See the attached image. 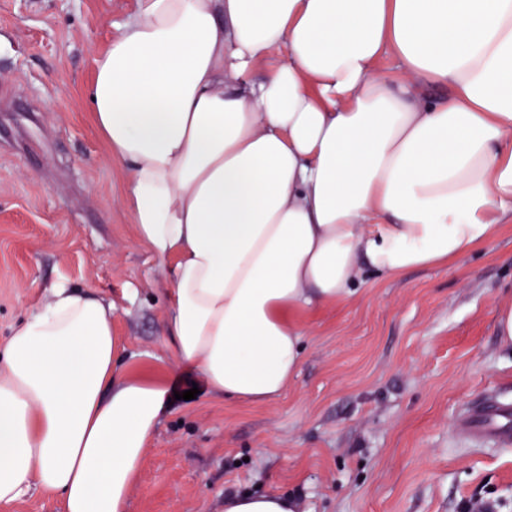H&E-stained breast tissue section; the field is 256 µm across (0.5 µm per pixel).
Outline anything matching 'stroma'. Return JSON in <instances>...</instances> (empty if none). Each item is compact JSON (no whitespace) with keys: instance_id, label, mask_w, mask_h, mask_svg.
Returning <instances> with one entry per match:
<instances>
[{"instance_id":"stroma-1","label":"stroma","mask_w":512,"mask_h":512,"mask_svg":"<svg viewBox=\"0 0 512 512\" xmlns=\"http://www.w3.org/2000/svg\"><path fill=\"white\" fill-rule=\"evenodd\" d=\"M136 0H0V343L50 288L88 287L117 307L133 372L172 371L167 269L134 236L124 166L82 102L113 22ZM135 301H128L130 291ZM512 224L444 266L366 274L342 306L302 315L304 356L275 400L172 401L128 512H224L234 492H276L299 512H512V444L456 430L488 397L512 401Z\"/></svg>"}]
</instances>
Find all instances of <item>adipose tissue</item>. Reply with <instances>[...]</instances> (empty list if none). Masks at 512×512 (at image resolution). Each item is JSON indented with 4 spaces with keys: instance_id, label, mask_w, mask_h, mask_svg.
Listing matches in <instances>:
<instances>
[{
    "instance_id": "adipose-tissue-1",
    "label": "adipose tissue",
    "mask_w": 512,
    "mask_h": 512,
    "mask_svg": "<svg viewBox=\"0 0 512 512\" xmlns=\"http://www.w3.org/2000/svg\"><path fill=\"white\" fill-rule=\"evenodd\" d=\"M84 100L168 270L177 366L219 399L280 396L296 313L364 272L512 223V0H138ZM116 311L60 283L0 345V507L126 512L170 386L124 366ZM0 512H60L55 498L40 491H34L24 500L10 508H0Z\"/></svg>"
}]
</instances>
